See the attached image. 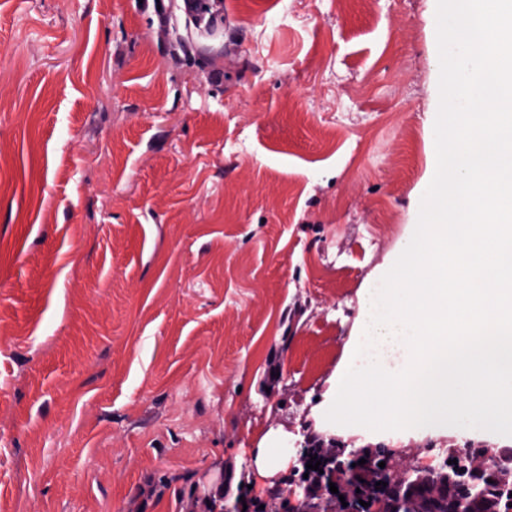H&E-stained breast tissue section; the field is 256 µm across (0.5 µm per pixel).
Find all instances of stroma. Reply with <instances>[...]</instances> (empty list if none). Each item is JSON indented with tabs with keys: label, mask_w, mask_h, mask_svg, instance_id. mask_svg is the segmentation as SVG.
<instances>
[{
	"label": "stroma",
	"mask_w": 512,
	"mask_h": 512,
	"mask_svg": "<svg viewBox=\"0 0 512 512\" xmlns=\"http://www.w3.org/2000/svg\"><path fill=\"white\" fill-rule=\"evenodd\" d=\"M223 17L0 0V512L266 498L418 220L436 0Z\"/></svg>",
	"instance_id": "stroma-1"
}]
</instances>
